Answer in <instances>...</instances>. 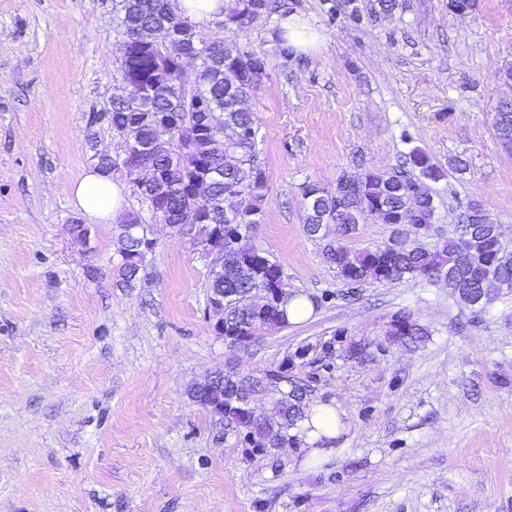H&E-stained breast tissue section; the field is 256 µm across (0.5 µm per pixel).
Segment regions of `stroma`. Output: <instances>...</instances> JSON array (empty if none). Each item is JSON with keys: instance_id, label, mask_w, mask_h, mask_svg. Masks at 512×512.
Segmentation results:
<instances>
[{"instance_id": "stroma-1", "label": "stroma", "mask_w": 512, "mask_h": 512, "mask_svg": "<svg viewBox=\"0 0 512 512\" xmlns=\"http://www.w3.org/2000/svg\"><path fill=\"white\" fill-rule=\"evenodd\" d=\"M278 0L207 41L264 55L248 102L268 176L250 245L305 295L303 320L228 347L206 314L208 263L192 236L156 222L124 169L122 212L157 240L135 288L120 287L112 225L89 245L70 186L123 146L90 130L120 80L116 0H0V512H512V291L482 314L418 278L348 289L304 230L301 188L388 171L412 149L444 172L424 246L457 236L481 203L512 244V153L493 118L512 100V0ZM315 31L282 59L284 14ZM463 161L465 170L455 168ZM407 317L428 332L391 334ZM363 353H356V346ZM287 366L338 433L251 453L187 389L215 370L262 377Z\"/></svg>"}]
</instances>
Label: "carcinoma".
<instances>
[{
  "label": "carcinoma",
  "mask_w": 512,
  "mask_h": 512,
  "mask_svg": "<svg viewBox=\"0 0 512 512\" xmlns=\"http://www.w3.org/2000/svg\"><path fill=\"white\" fill-rule=\"evenodd\" d=\"M275 0H229L224 25L242 27L275 11ZM120 25L131 37L120 46L124 94L112 99L102 124L136 142L135 165L127 170L151 211L164 223L194 233L201 247H218L223 264L208 274V317L216 335L228 346L244 344L258 330L289 324L287 306L294 296L284 290L282 266L267 252L247 243L234 245V232L249 237L261 223L268 177L255 147L258 123L244 107L268 67L267 59L235 43L204 47L192 83L178 82L173 71L183 53L201 48L198 33L171 6L170 0H120ZM167 121L173 135H156ZM500 146L512 153V100L499 104L494 118ZM191 139L193 150L178 145ZM443 171L426 152L413 149L405 164L391 171H368L353 182L344 178L332 187L302 186L305 231L317 237L328 224L345 237L366 215L382 223L413 228L434 221L436 204L428 182ZM114 231L121 243L116 265L119 285L134 288L148 253L157 241L149 225L134 212L125 214ZM473 249L481 260L463 259ZM326 261L354 287L368 279L400 282L406 277H435L448 294L484 312L501 293L512 289V246L483 205L471 202L462 217L460 236L428 250L383 244L350 252L339 239L323 246ZM392 335L417 343L423 327L407 318L396 320ZM259 381L231 370H218L187 390L192 402L224 421L252 451L267 454L298 440L290 433L307 417L305 389L293 385L279 391L276 419L250 408L246 399Z\"/></svg>",
  "instance_id": "carcinoma-1"
}]
</instances>
